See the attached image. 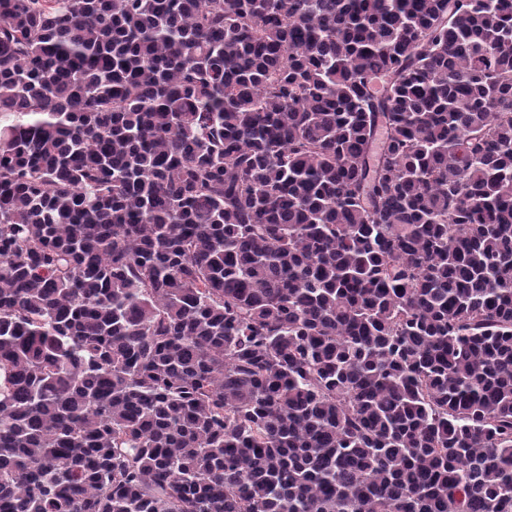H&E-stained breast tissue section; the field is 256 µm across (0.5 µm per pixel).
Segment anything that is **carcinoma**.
<instances>
[{
    "instance_id": "obj_1",
    "label": "carcinoma",
    "mask_w": 512,
    "mask_h": 512,
    "mask_svg": "<svg viewBox=\"0 0 512 512\" xmlns=\"http://www.w3.org/2000/svg\"><path fill=\"white\" fill-rule=\"evenodd\" d=\"M0 512H512V0H0Z\"/></svg>"
}]
</instances>
